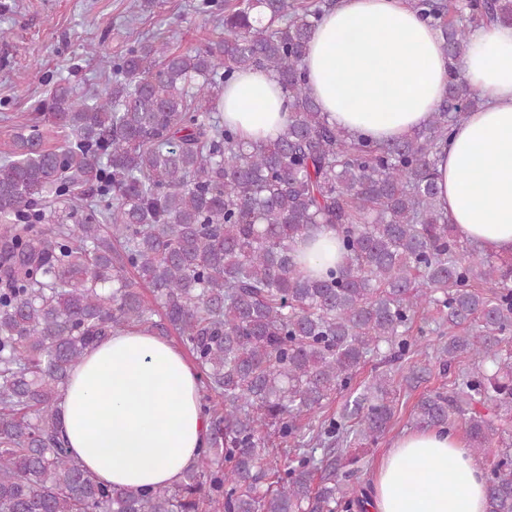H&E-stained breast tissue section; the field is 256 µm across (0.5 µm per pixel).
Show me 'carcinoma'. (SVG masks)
Listing matches in <instances>:
<instances>
[{"instance_id":"cac0c4a2","label":"carcinoma","mask_w":512,"mask_h":512,"mask_svg":"<svg viewBox=\"0 0 512 512\" xmlns=\"http://www.w3.org/2000/svg\"><path fill=\"white\" fill-rule=\"evenodd\" d=\"M440 31L451 77L428 124L377 145L327 120L303 61L336 0H205L224 38L176 51L140 41L105 94L59 81L0 160V512H351L363 450L395 415L374 367L345 410L312 418L369 359L417 367L433 313L448 389L415 403L420 429L462 431L489 466L487 512H512V256L485 254L437 205L436 158L482 106L458 67L469 29L512 23V0H408ZM262 69L288 123L244 142L215 115L234 73ZM66 202L78 223L49 220ZM333 227L343 262L319 277L295 240ZM150 289L153 302L135 288ZM131 326L173 329L205 384L208 448L183 479L98 483L60 437L57 402L88 349ZM289 445L281 471L270 438Z\"/></svg>"}]
</instances>
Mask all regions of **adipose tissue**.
I'll return each instance as SVG.
<instances>
[{
	"instance_id": "1",
	"label": "adipose tissue",
	"mask_w": 512,
	"mask_h": 512,
	"mask_svg": "<svg viewBox=\"0 0 512 512\" xmlns=\"http://www.w3.org/2000/svg\"><path fill=\"white\" fill-rule=\"evenodd\" d=\"M308 88L329 121L378 144L424 127L448 85L437 29L407 0H338L305 58ZM461 72L483 100L454 127L436 162L440 208L485 253L512 255V25L472 30ZM225 124L247 141L275 139L286 97L267 72L224 86ZM311 276L340 262L334 229L297 239ZM70 454L104 484L149 490L179 482L206 447L198 372L183 350L141 327L89 349L58 401ZM485 469L457 434L398 436L372 474L368 512H486Z\"/></svg>"
}]
</instances>
